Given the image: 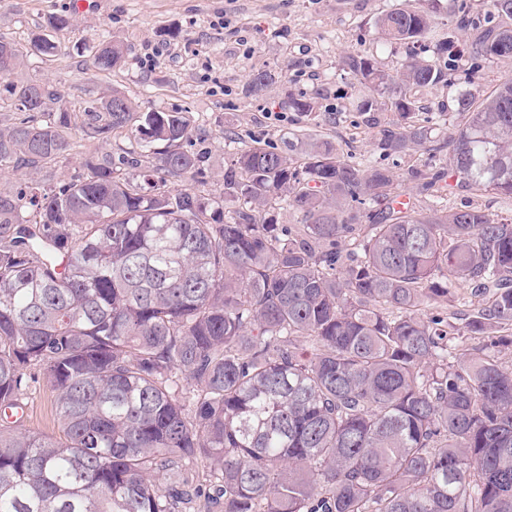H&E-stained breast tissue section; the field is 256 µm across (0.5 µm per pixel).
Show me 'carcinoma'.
Segmentation results:
<instances>
[{"label":"carcinoma","mask_w":512,"mask_h":512,"mask_svg":"<svg viewBox=\"0 0 512 512\" xmlns=\"http://www.w3.org/2000/svg\"><path fill=\"white\" fill-rule=\"evenodd\" d=\"M426 2L375 21L405 48L396 73L343 58L367 122L390 113V155L433 142L413 91L454 86L462 56L448 40L424 56L439 25ZM490 6L501 23L470 54L500 59L512 0ZM31 51L60 47L37 37ZM90 52L100 71L124 57L117 41ZM23 56L0 37V81ZM10 87L0 172L31 177L0 190V512H187L201 497L218 512H512V222L401 203L388 168L314 137L303 163L235 154L216 196L180 112L139 115V156L86 157L57 180L76 149L64 95ZM456 112L438 169L409 176L512 196V77L459 94ZM133 120L114 93L82 131L109 139ZM280 209L296 223H277ZM461 288L482 307L459 326L443 308ZM42 382L51 436L18 419ZM199 463L206 486L182 478Z\"/></svg>","instance_id":"1"}]
</instances>
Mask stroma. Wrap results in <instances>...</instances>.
Listing matches in <instances>:
<instances>
[{
	"instance_id": "obj_1",
	"label": "stroma",
	"mask_w": 512,
	"mask_h": 512,
	"mask_svg": "<svg viewBox=\"0 0 512 512\" xmlns=\"http://www.w3.org/2000/svg\"><path fill=\"white\" fill-rule=\"evenodd\" d=\"M417 0H0V36L29 47L35 35L47 32L46 20L66 16L69 28L47 32L61 49L56 56L24 59L12 82H38L63 87L64 103L79 112L99 106L118 93L136 111L181 112L189 119L192 137L186 147L206 154L204 178L213 193L224 189V165L234 153L253 147H274L303 157L307 136L315 132L357 162L374 161L396 175L395 190L413 197L417 206L429 199L420 194L407 170L431 161L427 148L412 156H389L379 146V130L367 125L357 108L359 82L342 66L349 53L372 51L379 67L395 72L404 50L376 42L377 17ZM443 19L425 50L434 54L438 40L470 43L474 34L458 27L461 13L485 18L487 0H439ZM121 42L125 59L109 71L94 68L83 42ZM267 74L258 95L248 84ZM512 77V60L480 61L463 57L453 88L419 92L420 119L447 109L454 93L486 92ZM316 103L319 113L333 112L337 124L316 126L297 112L292 99ZM131 142L124 135L107 140L84 138L80 152L55 167L57 177L77 173L84 156L120 160ZM449 207H478L492 219L512 222V198L492 191L473 192L454 186L441 191ZM24 427L34 434H54L57 424L46 387L33 388L27 398Z\"/></svg>"
}]
</instances>
